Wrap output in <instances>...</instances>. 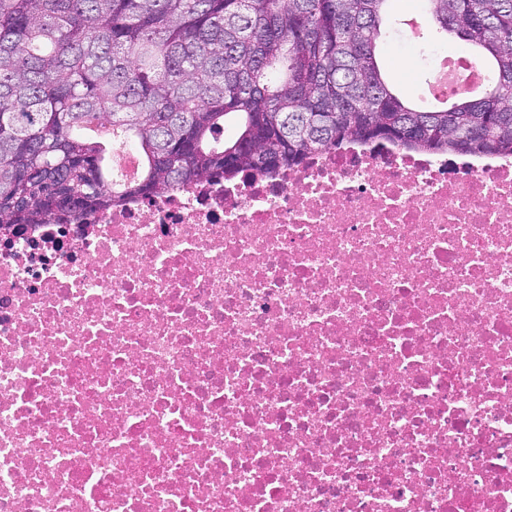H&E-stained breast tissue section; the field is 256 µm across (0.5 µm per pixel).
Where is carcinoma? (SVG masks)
I'll return each instance as SVG.
<instances>
[{"label":"carcinoma","instance_id":"cac0c4a2","mask_svg":"<svg viewBox=\"0 0 512 512\" xmlns=\"http://www.w3.org/2000/svg\"><path fill=\"white\" fill-rule=\"evenodd\" d=\"M390 0H0V225L153 198L216 175L288 169L350 145L512 156V0H424L418 39L490 63L488 95L402 99L377 48ZM230 138H220L226 128ZM118 129L144 159L115 189Z\"/></svg>","mask_w":512,"mask_h":512}]
</instances>
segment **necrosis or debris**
I'll use <instances>...</instances> for the list:
<instances>
[{
	"label": "necrosis or debris",
	"mask_w": 512,
	"mask_h": 512,
	"mask_svg": "<svg viewBox=\"0 0 512 512\" xmlns=\"http://www.w3.org/2000/svg\"><path fill=\"white\" fill-rule=\"evenodd\" d=\"M0 512H512V158L0 226Z\"/></svg>",
	"instance_id": "obj_1"
}]
</instances>
